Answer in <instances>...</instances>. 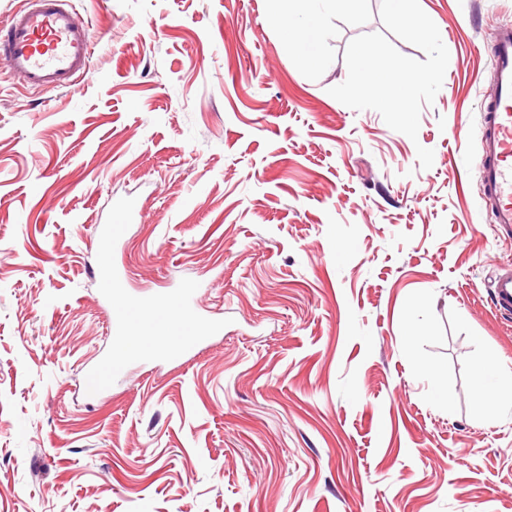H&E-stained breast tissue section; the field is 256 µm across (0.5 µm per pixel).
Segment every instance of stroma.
<instances>
[{"instance_id":"1","label":"stroma","mask_w":512,"mask_h":512,"mask_svg":"<svg viewBox=\"0 0 512 512\" xmlns=\"http://www.w3.org/2000/svg\"><path fill=\"white\" fill-rule=\"evenodd\" d=\"M74 3L75 88L0 71V512H512V410L478 383L512 361L478 185L512 0H365L316 66L272 0ZM122 204L130 291L193 288L224 331L90 396Z\"/></svg>"}]
</instances>
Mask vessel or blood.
<instances>
[{
  "label": "vessel or blood",
  "instance_id": "b4317fda",
  "mask_svg": "<svg viewBox=\"0 0 512 512\" xmlns=\"http://www.w3.org/2000/svg\"><path fill=\"white\" fill-rule=\"evenodd\" d=\"M91 59L89 23L72 0H23L6 24L0 25V68L31 90L76 86ZM484 112L479 164L481 196L492 217L512 232V26L495 35L491 60L490 99ZM123 231L108 224L99 231L96 275L112 309L114 353L89 374L87 389L111 388L133 358L155 354L180 359L187 351L221 334L220 322L203 316L193 305L192 291L138 297L125 288L124 275L112 259ZM503 309L512 310V268H501L492 282Z\"/></svg>",
  "mask_w": 512,
  "mask_h": 512
}]
</instances>
